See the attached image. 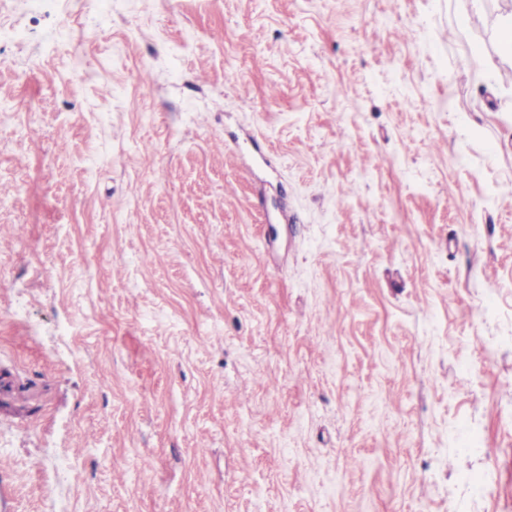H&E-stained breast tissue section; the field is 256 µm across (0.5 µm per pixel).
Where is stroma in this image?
Segmentation results:
<instances>
[{"label":"stroma","mask_w":512,"mask_h":512,"mask_svg":"<svg viewBox=\"0 0 512 512\" xmlns=\"http://www.w3.org/2000/svg\"><path fill=\"white\" fill-rule=\"evenodd\" d=\"M502 7L0 0V512H512Z\"/></svg>","instance_id":"stroma-1"}]
</instances>
